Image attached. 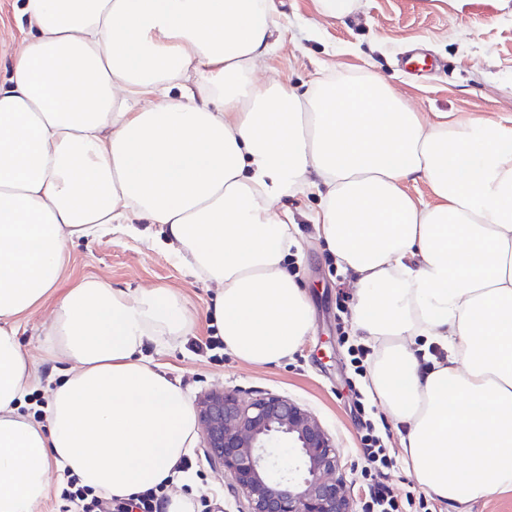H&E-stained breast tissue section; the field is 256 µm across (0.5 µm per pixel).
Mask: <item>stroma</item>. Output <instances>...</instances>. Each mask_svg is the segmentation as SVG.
I'll use <instances>...</instances> for the list:
<instances>
[{
	"instance_id": "35a3bbf8",
	"label": "stroma",
	"mask_w": 512,
	"mask_h": 512,
	"mask_svg": "<svg viewBox=\"0 0 512 512\" xmlns=\"http://www.w3.org/2000/svg\"><path fill=\"white\" fill-rule=\"evenodd\" d=\"M273 23L281 41L270 55L263 77L307 88L314 80L376 74L415 111L434 122L462 114L512 118V0H360L343 19L319 14L316 0H274ZM412 49L437 60L434 70L412 75L400 64ZM320 199L314 194L281 196L276 208L296 217L298 251L285 269L310 299L314 327L304 345L279 363L251 366L225 349L204 348L216 335L211 316L216 289L173 258L160 225L139 220L113 224L99 237L70 245L51 297L22 316L17 340L32 362L38 384L28 396V410L43 417L51 392L67 363L49 360L44 332L58 298L76 282L99 277L131 292L175 290L196 319L192 334L166 347L146 342L142 358L179 385L191 401L215 389L238 391L243 399L264 393L287 396L308 409L333 437L344 474V490L354 502L364 498L365 465L356 391L366 394L373 417H386L382 404L368 394L373 355H360L362 336L351 323L337 325L338 302H353L354 288L336 265L326 243L309 220ZM195 466L183 481L164 489V497L188 496L193 512H241L244 498L205 453L204 439L189 450ZM386 483L398 497L423 499L430 512H448L438 497L422 488L403 462L387 469Z\"/></svg>"
}]
</instances>
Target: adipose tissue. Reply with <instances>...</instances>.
<instances>
[{"label":"adipose tissue","instance_id":"obj_1","mask_svg":"<svg viewBox=\"0 0 512 512\" xmlns=\"http://www.w3.org/2000/svg\"><path fill=\"white\" fill-rule=\"evenodd\" d=\"M272 0H21L0 82V512H36L57 462L119 499L173 478L192 448L189 397L140 358L192 332L166 288L84 279L58 301L50 356L70 363L44 421L21 315L79 238L139 219L216 288L214 320L244 363L282 361L313 328L283 267L318 194L317 234L354 281L351 324L382 350L374 394L403 425L402 460L455 508L512 491V119L434 123L377 75L298 92L258 80ZM429 187L415 203L407 182ZM446 345L422 366L417 338Z\"/></svg>","mask_w":512,"mask_h":512}]
</instances>
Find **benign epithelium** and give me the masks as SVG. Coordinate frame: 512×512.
<instances>
[{
	"instance_id": "benign-epithelium-1",
	"label": "benign epithelium",
	"mask_w": 512,
	"mask_h": 512,
	"mask_svg": "<svg viewBox=\"0 0 512 512\" xmlns=\"http://www.w3.org/2000/svg\"><path fill=\"white\" fill-rule=\"evenodd\" d=\"M197 412L208 459L247 512H355L332 436L297 402L267 393L246 403L222 390L201 397Z\"/></svg>"
}]
</instances>
